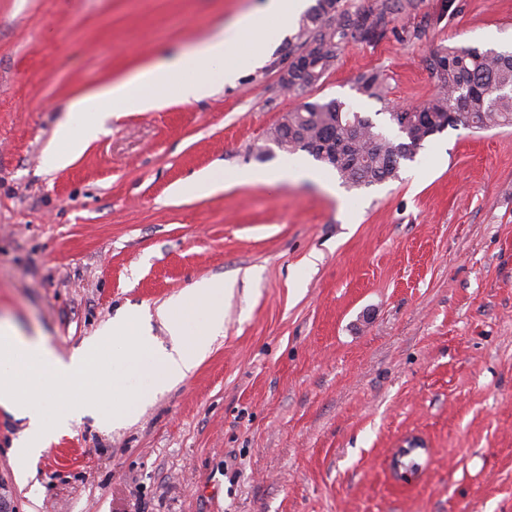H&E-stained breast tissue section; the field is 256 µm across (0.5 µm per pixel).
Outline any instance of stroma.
<instances>
[{
	"label": "stroma",
	"mask_w": 512,
	"mask_h": 512,
	"mask_svg": "<svg viewBox=\"0 0 512 512\" xmlns=\"http://www.w3.org/2000/svg\"><path fill=\"white\" fill-rule=\"evenodd\" d=\"M258 3L0 0V321L67 355L126 308L233 282L192 375L121 427L84 418L23 488L27 422L0 407V512H512V127L446 129L368 188L169 194L213 166L279 168L267 132L306 101L396 136L390 107L435 92L429 53L512 51V0H416L296 93L289 33L210 98L128 108L70 166L42 165L73 99ZM371 71L386 102L356 90Z\"/></svg>",
	"instance_id": "stroma-1"
}]
</instances>
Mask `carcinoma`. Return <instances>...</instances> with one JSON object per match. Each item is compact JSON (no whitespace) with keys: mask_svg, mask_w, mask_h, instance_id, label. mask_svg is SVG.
Wrapping results in <instances>:
<instances>
[{"mask_svg":"<svg viewBox=\"0 0 512 512\" xmlns=\"http://www.w3.org/2000/svg\"><path fill=\"white\" fill-rule=\"evenodd\" d=\"M339 2L316 0L308 11L301 44L288 46V89L319 84L350 42L384 39L394 15L413 6V0H381L375 8L352 12ZM426 62L438 91L416 106L390 112L399 137H387L370 117L331 99L304 102L288 113V123L270 129L268 141L285 153H308L334 169L348 188H365L397 179L401 161L449 127L512 126V51L448 46L431 52ZM357 85L361 95L386 100L382 73L363 75Z\"/></svg>","mask_w":512,"mask_h":512,"instance_id":"obj_1","label":"carcinoma"}]
</instances>
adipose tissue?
I'll return each mask as SVG.
<instances>
[{"mask_svg":"<svg viewBox=\"0 0 512 512\" xmlns=\"http://www.w3.org/2000/svg\"><path fill=\"white\" fill-rule=\"evenodd\" d=\"M306 7V0H263L211 39L74 99L55 128L46 169L72 164L104 133L109 116L125 111L127 104L142 112L157 111L175 101H201L218 86L234 84L266 61L279 36ZM230 288L227 281L205 278L157 307L154 317L169 338L168 345L158 348L146 334L150 317L137 310L108 322L90 343L67 356L47 338L22 335L0 322V406L28 420L13 446L17 482L27 484L31 462L53 436L70 431L81 417L96 415L122 424L127 405L114 401L113 394L129 388V378L139 382L138 388H129L139 401L191 375L224 331V296ZM91 373L101 386H87ZM49 379L57 389L50 397L54 410L44 415L31 410L27 397Z\"/></svg>","mask_w":512,"mask_h":512,"instance_id":"ef3b65f1","label":"adipose tissue"}]
</instances>
